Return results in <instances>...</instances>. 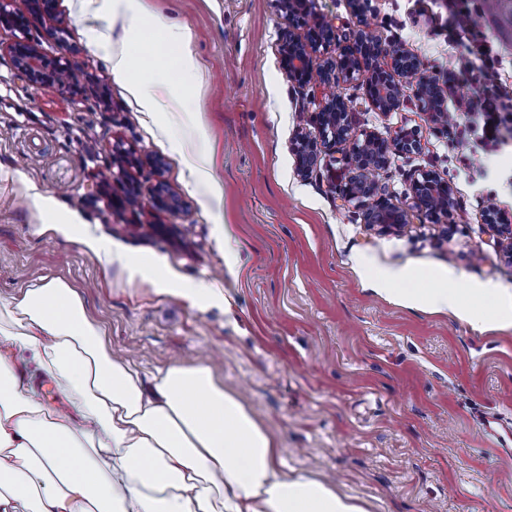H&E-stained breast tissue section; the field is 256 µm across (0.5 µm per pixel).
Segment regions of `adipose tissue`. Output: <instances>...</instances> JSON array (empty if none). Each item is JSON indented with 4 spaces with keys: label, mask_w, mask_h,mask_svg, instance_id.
I'll use <instances>...</instances> for the list:
<instances>
[{
    "label": "adipose tissue",
    "mask_w": 512,
    "mask_h": 512,
    "mask_svg": "<svg viewBox=\"0 0 512 512\" xmlns=\"http://www.w3.org/2000/svg\"><path fill=\"white\" fill-rule=\"evenodd\" d=\"M123 51L102 40L112 73L140 109L152 91L130 72L133 58L193 82L197 63L185 30L156 24L146 36L142 0H113ZM87 247L130 276L150 275L158 291L197 306L223 303L203 283L182 282L156 259L129 255L102 240ZM373 289L411 309L452 312L485 329L512 326V294L493 284L452 288L435 269L372 271ZM12 328H0V512H365L331 483L288 470L274 437L205 363H173L150 380L116 359L79 294L52 279L0 303ZM30 353L63 407L47 404L18 359Z\"/></svg>",
    "instance_id": "adipose-tissue-1"
}]
</instances>
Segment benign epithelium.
<instances>
[{
  "label": "benign epithelium",
  "instance_id": "benign-epithelium-1",
  "mask_svg": "<svg viewBox=\"0 0 512 512\" xmlns=\"http://www.w3.org/2000/svg\"><path fill=\"white\" fill-rule=\"evenodd\" d=\"M12 2L0 0V25L4 27L26 33L29 18L41 20L54 16V0H26L27 17L12 9ZM277 2L280 14L288 22L280 34L283 69L299 85L319 84L326 89L318 110L310 116L317 126V135H301L292 145L298 175L308 177L323 155L343 146L346 165L338 175L335 190L343 202L362 210L366 228L378 235L398 234L415 210L432 219L448 217L452 189L448 182L432 173H424L413 181L407 205H396L377 195L374 174L389 162L390 155L419 151V130L404 129L385 139L360 127L348 104L335 92L337 82L358 80L374 109L383 115L394 112L402 104V97L397 94L400 79L416 76L422 67L420 58L403 46L382 45L365 24L355 33L354 44L333 55L329 49L336 45V33L331 24L315 21L305 36L295 33L296 26L312 15L313 0ZM9 52L18 71L31 83H40L44 61L40 40L26 35L25 40L11 45ZM414 96L421 111L438 125L447 124V98L436 81L418 80ZM182 207L181 198L163 183L157 184L150 211L174 213ZM482 218L493 229L503 255L512 261V221L495 207L485 210Z\"/></svg>",
  "mask_w": 512,
  "mask_h": 512
}]
</instances>
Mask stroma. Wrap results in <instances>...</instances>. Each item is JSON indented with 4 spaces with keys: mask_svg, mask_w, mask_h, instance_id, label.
<instances>
[{
    "mask_svg": "<svg viewBox=\"0 0 512 512\" xmlns=\"http://www.w3.org/2000/svg\"><path fill=\"white\" fill-rule=\"evenodd\" d=\"M144 2L149 21L191 35L200 72L178 112L168 108L173 85L146 68L137 75L153 84L162 108L140 112L93 48L101 31L121 36L110 0H57L69 30L63 47L45 22L31 26L50 57L80 72L71 91L20 77L8 50L20 34L0 31V296L58 279L79 292L112 351L144 371L213 361L225 389L276 438L289 466L330 477L366 512H512V458L491 449L477 420L484 412L512 416V327L481 332L450 313L407 308L373 291L356 264L363 255L377 270L443 268L454 287L491 282L512 293V263L482 222L491 195L512 216V133L478 173L412 90L399 110L383 115L358 82L337 83L361 127L387 137L410 128L422 134L420 152L391 156L378 172L383 196L405 204L423 170L453 188L451 238L415 217L400 234H373L334 190L330 171L343 168L342 152L323 157L308 179L296 174L290 143L313 132L309 115L323 89L298 86L285 73L275 0ZM370 4L371 32L412 50L424 76L447 85L463 59L438 31L448 17L442 0ZM469 7L478 32L504 45L497 85L512 97V21L493 20L485 0ZM313 13L343 45L360 24L352 0H315ZM81 14L82 28L75 24ZM200 128L212 176L224 188L219 208L181 159L199 151ZM173 141L182 153L171 152ZM116 146L164 161L158 174L146 165L134 170L139 206L120 203ZM159 181L184 206L159 214L151 227L147 203ZM36 192L55 200L59 216L77 218L74 237L47 228L31 204ZM90 238L160 259L179 279L222 291L229 306L201 309L158 293L150 280L128 278L86 248Z\"/></svg>",
    "mask_w": 512,
    "mask_h": 512,
    "instance_id": "1",
    "label": "stroma"
}]
</instances>
